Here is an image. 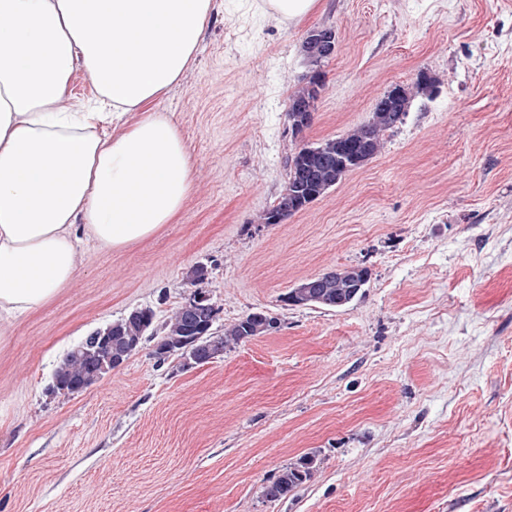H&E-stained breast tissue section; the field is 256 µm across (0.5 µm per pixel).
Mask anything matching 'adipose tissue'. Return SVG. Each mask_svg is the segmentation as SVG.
Masks as SVG:
<instances>
[{
	"label": "adipose tissue",
	"instance_id": "1",
	"mask_svg": "<svg viewBox=\"0 0 512 512\" xmlns=\"http://www.w3.org/2000/svg\"><path fill=\"white\" fill-rule=\"evenodd\" d=\"M212 0H0V326L64 288L82 238L121 249L178 214L193 163L153 102L195 54ZM104 112H67L75 61ZM117 135L99 133L130 112Z\"/></svg>",
	"mask_w": 512,
	"mask_h": 512
}]
</instances>
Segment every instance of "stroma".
Masks as SVG:
<instances>
[{
	"mask_svg": "<svg viewBox=\"0 0 512 512\" xmlns=\"http://www.w3.org/2000/svg\"><path fill=\"white\" fill-rule=\"evenodd\" d=\"M321 26L338 48L297 135L288 97ZM423 72L436 93L376 157L260 223L289 156ZM153 107L192 189L147 239L85 242L69 285L0 337V512H512V0H320L290 27L263 0H213ZM338 267L370 274L350 306L286 302ZM198 292L216 333L256 311L278 327L201 365L158 361L148 335L88 389L48 393L88 332L136 308L163 323ZM305 454L314 477L268 501Z\"/></svg>",
	"mask_w": 512,
	"mask_h": 512,
	"instance_id": "stroma-1",
	"label": "stroma"
}]
</instances>
